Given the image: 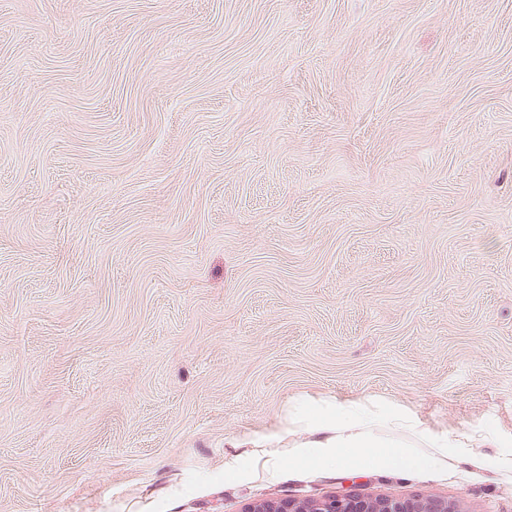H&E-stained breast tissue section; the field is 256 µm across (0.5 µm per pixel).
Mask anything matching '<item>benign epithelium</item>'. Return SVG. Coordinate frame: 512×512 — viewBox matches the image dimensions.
<instances>
[{"label": "benign epithelium", "instance_id": "1", "mask_svg": "<svg viewBox=\"0 0 512 512\" xmlns=\"http://www.w3.org/2000/svg\"><path fill=\"white\" fill-rule=\"evenodd\" d=\"M244 512H456V509L445 499H392L344 495L329 496L312 504L288 498L258 501Z\"/></svg>", "mask_w": 512, "mask_h": 512}]
</instances>
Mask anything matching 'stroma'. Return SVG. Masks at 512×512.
<instances>
[{
  "instance_id": "35a3bbf8",
  "label": "stroma",
  "mask_w": 512,
  "mask_h": 512,
  "mask_svg": "<svg viewBox=\"0 0 512 512\" xmlns=\"http://www.w3.org/2000/svg\"><path fill=\"white\" fill-rule=\"evenodd\" d=\"M347 494L512 512V0H0V512ZM292 422L309 435L296 448H373L378 455L401 467L433 466L438 460L433 455L418 457L398 448H448V433L418 430L401 413L380 415L368 406L336 402L316 407L300 404L295 408ZM383 426L402 431L404 437L394 439L385 430L376 428Z\"/></svg>"
}]
</instances>
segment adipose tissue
I'll use <instances>...</instances> for the list:
<instances>
[{
	"mask_svg": "<svg viewBox=\"0 0 512 512\" xmlns=\"http://www.w3.org/2000/svg\"><path fill=\"white\" fill-rule=\"evenodd\" d=\"M292 422L307 432L309 448H371L394 465L432 466L437 459L431 451L448 445L447 434L417 428L398 412L377 414L367 406L327 402L319 406L298 405ZM402 431V438L389 436V429ZM425 456H415V449Z\"/></svg>",
	"mask_w": 512,
	"mask_h": 512,
	"instance_id": "ef3b65f1",
	"label": "adipose tissue"
}]
</instances>
